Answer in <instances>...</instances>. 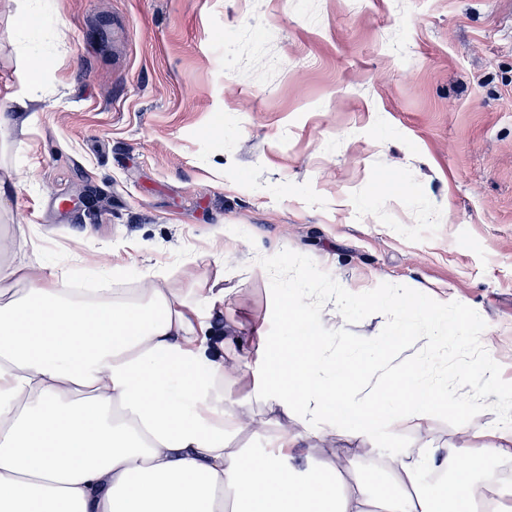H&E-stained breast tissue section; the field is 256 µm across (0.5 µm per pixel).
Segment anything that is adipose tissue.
<instances>
[{
  "mask_svg": "<svg viewBox=\"0 0 512 512\" xmlns=\"http://www.w3.org/2000/svg\"><path fill=\"white\" fill-rule=\"evenodd\" d=\"M41 252L22 227L0 245V512H474L494 484L488 463L512 458L507 428L390 456L368 480L346 448L304 463L299 448L342 425L359 438L423 427L441 391L413 367L403 413L383 385L348 392L363 361L336 356L330 327L284 297L272 314L288 333L256 329L252 373L209 341L223 274L183 291L154 264L138 287L89 299ZM235 373L253 388L230 408ZM259 408L278 429L271 452L249 455L237 439Z\"/></svg>",
  "mask_w": 512,
  "mask_h": 512,
  "instance_id": "1",
  "label": "adipose tissue"
}]
</instances>
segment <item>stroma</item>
<instances>
[{"instance_id":"1","label":"stroma","mask_w":512,"mask_h":512,"mask_svg":"<svg viewBox=\"0 0 512 512\" xmlns=\"http://www.w3.org/2000/svg\"><path fill=\"white\" fill-rule=\"evenodd\" d=\"M34 2L28 33L0 0V234L50 264L121 250L133 279L158 259L183 290L223 269L211 341L240 357L254 324L285 333L259 260L289 249L354 293L472 307L512 390V0ZM216 236L224 263L194 262ZM428 441L467 438L433 417L308 454Z\"/></svg>"}]
</instances>
